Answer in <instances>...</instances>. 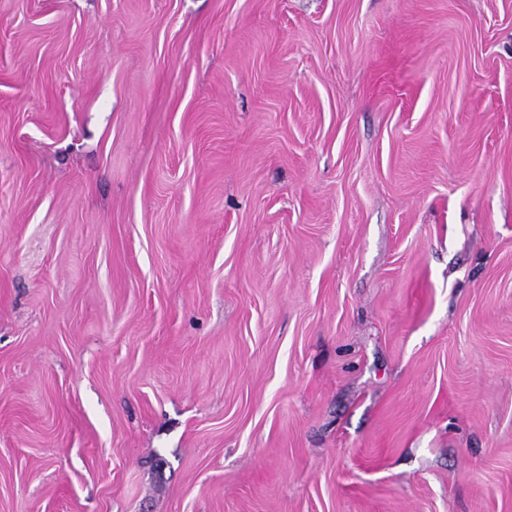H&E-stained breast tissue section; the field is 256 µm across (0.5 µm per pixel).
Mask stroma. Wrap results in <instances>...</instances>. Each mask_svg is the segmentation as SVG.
Returning <instances> with one entry per match:
<instances>
[{
	"label": "stroma",
	"mask_w": 512,
	"mask_h": 512,
	"mask_svg": "<svg viewBox=\"0 0 512 512\" xmlns=\"http://www.w3.org/2000/svg\"><path fill=\"white\" fill-rule=\"evenodd\" d=\"M0 512H512V0H0Z\"/></svg>",
	"instance_id": "stroma-1"
}]
</instances>
